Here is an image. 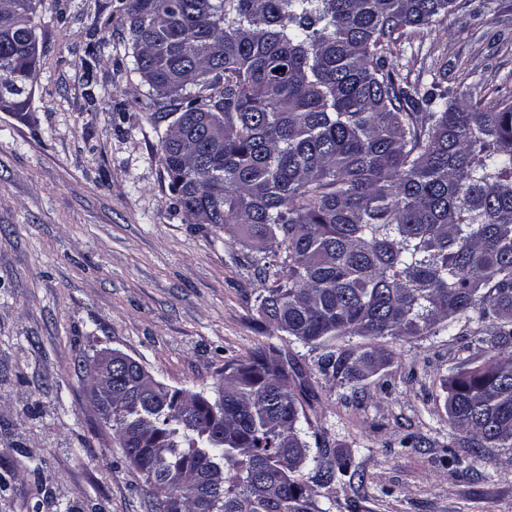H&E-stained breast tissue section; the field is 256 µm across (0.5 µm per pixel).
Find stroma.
<instances>
[{"instance_id":"stroma-1","label":"stroma","mask_w":512,"mask_h":512,"mask_svg":"<svg viewBox=\"0 0 512 512\" xmlns=\"http://www.w3.org/2000/svg\"><path fill=\"white\" fill-rule=\"evenodd\" d=\"M119 8L44 0L29 107L0 112V512H151L88 401V357L119 351L210 395L259 348L287 361L320 447L349 465L319 491L330 512H512V451L474 457L445 413L448 377L485 356L464 322L382 342L384 369L353 387L275 332L248 245L175 204L161 146L179 104L150 96ZM391 61L412 85L512 95V0H462Z\"/></svg>"}]
</instances>
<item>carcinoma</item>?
<instances>
[{"mask_svg": "<svg viewBox=\"0 0 512 512\" xmlns=\"http://www.w3.org/2000/svg\"><path fill=\"white\" fill-rule=\"evenodd\" d=\"M35 0H0V94L30 101ZM456 0H126L136 71L182 112L162 144L176 205L255 250L273 330L342 382L386 358L336 340L452 331L488 344L448 380V422L475 456L512 449V100L404 85L388 56ZM100 412L157 489L154 512H328L303 478L348 466L312 452L288 368L264 349L224 367L215 401L124 363Z\"/></svg>", "mask_w": 512, "mask_h": 512, "instance_id": "1", "label": "carcinoma"}]
</instances>
